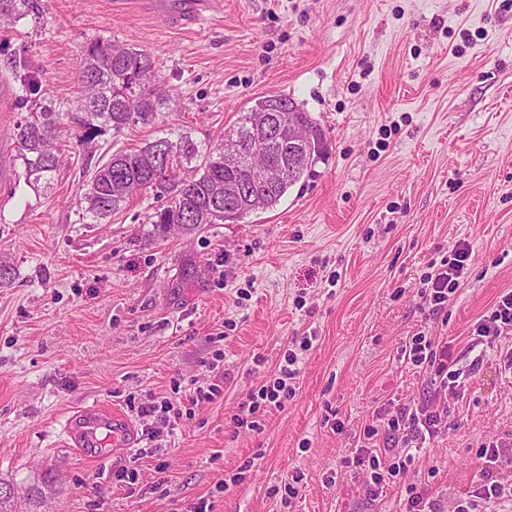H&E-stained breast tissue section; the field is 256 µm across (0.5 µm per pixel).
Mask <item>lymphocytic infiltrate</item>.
<instances>
[{
  "label": "lymphocytic infiltrate",
  "instance_id": "f902f5d3",
  "mask_svg": "<svg viewBox=\"0 0 512 512\" xmlns=\"http://www.w3.org/2000/svg\"><path fill=\"white\" fill-rule=\"evenodd\" d=\"M471 256L468 243L454 244L450 255L424 279L421 296L429 312L445 310L448 300L460 286L467 262ZM512 334V290L506 291L494 304L489 315L475 324L470 345L477 353L466 366H458L446 340L418 332L406 342L403 354L414 366L423 369L430 385V394L421 400L411 399L377 413L376 420L364 430L371 445L354 449L343 457L341 468L360 482L366 500L376 502L386 489L405 483L404 512H439L430 498L428 486L406 483L405 477L415 453L426 442L447 434L450 425L448 400L457 396L484 361L482 351L499 336ZM296 353H289L287 366L272 384L246 393L239 407L243 413L238 427L260 430V416L268 407H280L293 394L289 379L295 378ZM482 462V474L473 490L456 499L452 512H498L512 505V480L495 476L501 459L512 457V437L496 438L483 443L476 451Z\"/></svg>",
  "mask_w": 512,
  "mask_h": 512
}]
</instances>
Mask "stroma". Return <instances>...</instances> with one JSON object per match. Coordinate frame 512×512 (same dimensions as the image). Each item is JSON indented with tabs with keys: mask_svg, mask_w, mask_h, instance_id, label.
Wrapping results in <instances>:
<instances>
[{
	"mask_svg": "<svg viewBox=\"0 0 512 512\" xmlns=\"http://www.w3.org/2000/svg\"><path fill=\"white\" fill-rule=\"evenodd\" d=\"M44 0L41 23L0 29L28 45L42 94L74 111L84 47L147 51L174 99L150 125L76 144L27 183L12 130L22 89L0 72V487L6 512H400L337 473L388 403L421 398L403 357L418 331L469 362L474 324L512 290V0ZM285 93L325 134L321 156L270 210L234 224L166 230L152 192L83 223L82 167L185 134L220 140L249 101ZM472 254L445 310L420 291L457 241ZM310 350H300L303 338ZM499 337L460 396L455 427L416 457L443 512L481 476L478 446L512 434V377ZM298 356L294 397L256 433L244 394ZM221 362L222 394L193 417L144 419L146 397L186 405ZM133 421L131 448L87 459L60 423L90 403ZM342 430H335V423ZM125 471L128 485L114 478ZM302 474L292 506L279 493ZM335 484H327L328 476Z\"/></svg>",
	"mask_w": 512,
	"mask_h": 512,
	"instance_id": "1",
	"label": "stroma"
}]
</instances>
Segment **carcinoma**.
I'll use <instances>...</instances> for the list:
<instances>
[{
	"instance_id": "carcinoma-1",
	"label": "carcinoma",
	"mask_w": 512,
	"mask_h": 512,
	"mask_svg": "<svg viewBox=\"0 0 512 512\" xmlns=\"http://www.w3.org/2000/svg\"><path fill=\"white\" fill-rule=\"evenodd\" d=\"M43 14L42 0H0V22L6 25L27 18L35 23ZM3 68L25 91L19 104L27 115L15 125L12 137L25 181L37 183L65 161V153L56 143L60 112L53 101L38 98L40 85L25 51L18 50L4 58ZM78 80L82 95L68 117L88 136L107 127L119 134L131 126L148 125L172 99L146 52L107 40H95L86 46ZM263 119L275 124L313 123L293 99L272 94L255 99L225 127L226 132L238 137L240 164L235 167L224 161V144L199 145L184 135L175 140L158 138L135 151H118L87 174V189L78 201L82 221L99 224L122 210L135 194L150 190L156 197L166 199V205L150 215L153 224L165 228L222 224L228 200L216 199L214 191L226 183L240 186L242 199L235 200L238 219L274 207L289 188L309 173L321 153L323 137H318L316 150L295 154L294 167L285 179L255 197L248 169L258 166L275 170L290 155L257 129Z\"/></svg>"
}]
</instances>
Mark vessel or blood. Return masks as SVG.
I'll return each instance as SVG.
<instances>
[{"instance_id": "vessel-or-blood-1", "label": "vessel or blood", "mask_w": 512, "mask_h": 512, "mask_svg": "<svg viewBox=\"0 0 512 512\" xmlns=\"http://www.w3.org/2000/svg\"><path fill=\"white\" fill-rule=\"evenodd\" d=\"M62 434L66 446L85 457L90 449L105 445L131 447L135 428L123 412L91 404L65 420Z\"/></svg>"}]
</instances>
